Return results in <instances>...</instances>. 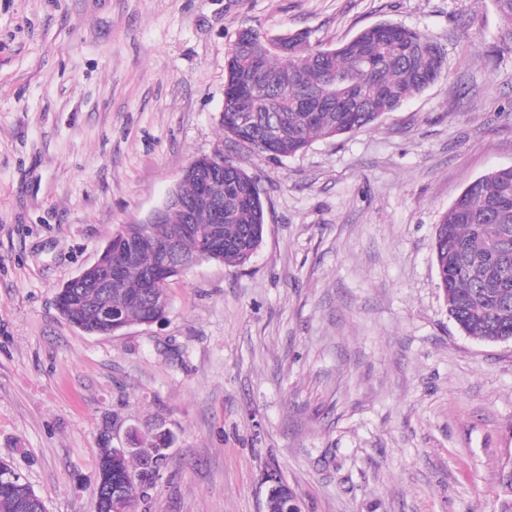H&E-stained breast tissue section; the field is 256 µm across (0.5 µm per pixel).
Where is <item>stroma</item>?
I'll list each match as a JSON object with an SVG mask.
<instances>
[{
  "label": "stroma",
  "mask_w": 512,
  "mask_h": 512,
  "mask_svg": "<svg viewBox=\"0 0 512 512\" xmlns=\"http://www.w3.org/2000/svg\"><path fill=\"white\" fill-rule=\"evenodd\" d=\"M416 28L439 80L371 127L273 158L226 138L241 27L328 46ZM494 0H0V460L46 512H95L109 428L171 431L135 512H500L512 340L449 318L432 248L468 183L512 166V52ZM256 177L242 267L176 277L164 321L92 336L56 296L197 157ZM262 484L266 487L264 511L272 512V509H267L269 505H275L277 510L275 512H302L300 500L297 495L288 501V490H284L280 495L272 491L274 488H279L287 483L282 479L276 470H267L263 474ZM273 496H278L275 500Z\"/></svg>",
  "instance_id": "1"
}]
</instances>
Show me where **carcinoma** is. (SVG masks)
<instances>
[{"mask_svg": "<svg viewBox=\"0 0 512 512\" xmlns=\"http://www.w3.org/2000/svg\"><path fill=\"white\" fill-rule=\"evenodd\" d=\"M501 21L499 49L512 51V0H495ZM242 47L228 49L225 85H250L258 95H230L224 103L222 128L246 148L274 157L292 156L315 137H336L363 129L436 82L444 70L440 48L424 33L401 23L381 22L363 28L334 47L311 41L307 31L267 36L250 27L238 35ZM244 113L251 128L236 130L231 116ZM274 126L281 136L264 149L256 139ZM182 196L190 203L191 220L179 208L156 224H125L133 239L159 244L174 242L192 258L210 249L214 205L224 203L219 232L224 248L216 260L245 266L265 235V208L254 177L233 165L200 189L199 179L186 174ZM434 259L449 317L467 336L480 341L512 339V168L495 169L469 183L441 218ZM146 263L122 271V295L112 296V317L101 319L94 305L103 293L96 278L71 279L59 290V312L81 331L114 335L125 324L145 318L141 300ZM146 463L137 455L118 456L104 444L98 469L107 481L98 494L119 490L131 503L142 500L136 477ZM18 508L0 503V512H45L42 498L23 482Z\"/></svg>", "mask_w": 512, "mask_h": 512, "instance_id": "carcinoma-1", "label": "carcinoma"}]
</instances>
